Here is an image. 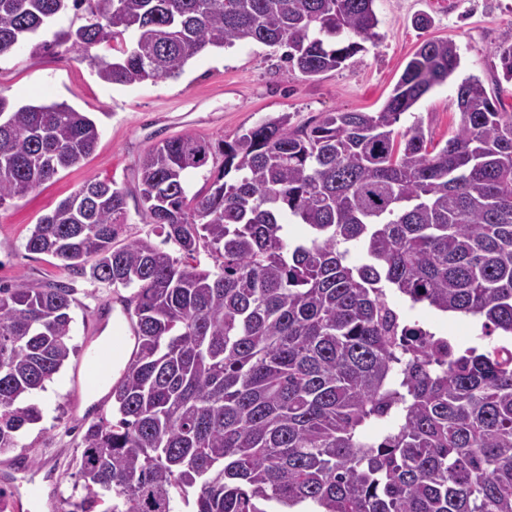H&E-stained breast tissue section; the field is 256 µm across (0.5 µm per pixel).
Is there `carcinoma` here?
I'll return each instance as SVG.
<instances>
[{
    "mask_svg": "<svg viewBox=\"0 0 512 512\" xmlns=\"http://www.w3.org/2000/svg\"><path fill=\"white\" fill-rule=\"evenodd\" d=\"M70 1L87 24L34 49L68 43L113 85L177 78L243 41L287 48L288 69L312 78L378 38L374 0H0V56ZM111 41L120 56L91 53ZM494 57L512 83V44ZM459 66L454 42L427 40L377 112L296 126L284 113L215 147L165 141L138 163L144 237L119 239L127 192L105 179L40 219L27 251L132 289L134 354L111 418L76 444L75 512H172L191 490L194 512H512V354L453 344L395 302L512 338V111L472 77L443 146L419 121L395 128ZM99 137L64 102L13 108L0 94V207ZM290 224L306 231L295 245ZM71 295L0 287V451L77 354Z\"/></svg>",
    "mask_w": 512,
    "mask_h": 512,
    "instance_id": "1",
    "label": "carcinoma"
}]
</instances>
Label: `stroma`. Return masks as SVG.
I'll list each match as a JSON object with an SVG mask.
<instances>
[{
	"instance_id": "1",
	"label": "stroma",
	"mask_w": 512,
	"mask_h": 512,
	"mask_svg": "<svg viewBox=\"0 0 512 512\" xmlns=\"http://www.w3.org/2000/svg\"><path fill=\"white\" fill-rule=\"evenodd\" d=\"M374 10L378 39L345 66L315 78L287 72L281 49L257 42L209 49L190 60L177 78L130 86L102 81L90 61L74 51L35 53L26 46L0 56V93L12 104L64 102L94 119L100 131L95 151L79 166L0 207V285L21 278L33 288L65 283L73 289L71 327L78 353L45 391L33 396L42 418L24 428L19 448L0 452V467L25 457L55 470L57 505L44 503L35 512H68L82 493L72 475L80 430L110 415L112 407L107 397L91 399L83 364L104 331L97 318L100 309L111 307L116 320L122 316L112 286L26 250L41 217L87 181L108 179L128 192L124 238L146 236L151 227L138 214L137 162L148 151L187 132L213 143L230 141L282 113L301 125L327 112L378 111L426 40H452L461 66L402 115L400 127L419 120L434 142H445L458 122L457 87L471 75L479 77L489 95L512 105V83L502 80L493 58L497 46L512 44V0H374Z\"/></svg>"
}]
</instances>
